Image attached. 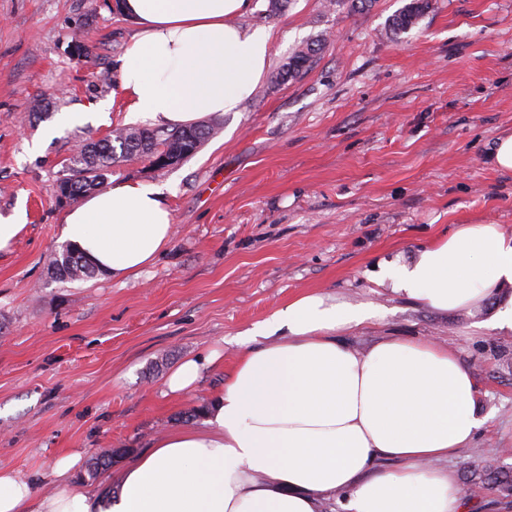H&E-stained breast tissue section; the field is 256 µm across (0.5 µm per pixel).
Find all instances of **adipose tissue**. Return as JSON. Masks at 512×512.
<instances>
[{
    "instance_id": "adipose-tissue-1",
    "label": "adipose tissue",
    "mask_w": 512,
    "mask_h": 512,
    "mask_svg": "<svg viewBox=\"0 0 512 512\" xmlns=\"http://www.w3.org/2000/svg\"><path fill=\"white\" fill-rule=\"evenodd\" d=\"M137 32L118 68L128 110L178 127L234 112L270 66L272 32L246 27L252 0H121ZM165 189L115 182L69 209L60 234L99 272L137 274L171 238ZM375 282L440 311L475 307L512 286V233L458 224L411 263H383ZM371 310L308 293L246 330L240 354L200 425L138 454L114 484L74 478L81 459H56L55 493L35 497L0 469V512H318L338 494L345 512H462L443 467L482 429L473 376L432 340L360 351L336 332Z\"/></svg>"
}]
</instances>
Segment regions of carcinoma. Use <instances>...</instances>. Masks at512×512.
Returning <instances> with one entry per match:
<instances>
[{"instance_id":"1","label":"carcinoma","mask_w":512,"mask_h":512,"mask_svg":"<svg viewBox=\"0 0 512 512\" xmlns=\"http://www.w3.org/2000/svg\"><path fill=\"white\" fill-rule=\"evenodd\" d=\"M429 8V0H411L405 8L396 14L390 27L395 32L410 28ZM317 49L312 44L297 48L288 58L282 76L295 78L311 66ZM214 132L206 125L189 128L158 130L148 127L128 126L117 128L112 134L98 140L89 139L70 159V164L57 178L55 193L59 198L74 200L95 189L104 180L112 167L134 156L147 159L164 151L173 153L183 160L199 148L201 143ZM52 274L61 280H81L95 273L82 253L73 245L67 244L56 254L51 262ZM126 452L124 448H104L90 458L86 466V475L99 477L116 456ZM493 485L501 492L512 494V470H504L497 465V457L488 456L479 470L478 479L472 481L475 487Z\"/></svg>"}]
</instances>
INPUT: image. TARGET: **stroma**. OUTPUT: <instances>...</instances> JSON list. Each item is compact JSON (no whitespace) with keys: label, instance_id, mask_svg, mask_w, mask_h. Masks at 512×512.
Returning <instances> with one entry per match:
<instances>
[{"label":"stroma","instance_id":"1","mask_svg":"<svg viewBox=\"0 0 512 512\" xmlns=\"http://www.w3.org/2000/svg\"><path fill=\"white\" fill-rule=\"evenodd\" d=\"M409 0H253L241 25L273 30L263 83L239 111L207 116L214 133L180 162L134 157L113 181L166 186L173 236L138 275L61 281L50 270L69 209L52 187L76 146L136 125L116 71L135 32L114 0H0V218L23 225L0 251V467L55 488L53 465L80 450L127 449L109 483L154 439L199 424L241 351L239 336L296 295L370 306L342 330L365 350L430 338L473 375L487 422L448 459L467 485L487 448L512 451V330L487 322L512 299L438 311L378 286L458 224L512 233V171L489 154L512 134V0H430L409 31L388 20ZM323 48L301 77L281 75L294 49ZM69 112L81 122L61 123ZM219 351L191 390L166 394L185 359Z\"/></svg>","mask_w":512,"mask_h":512}]
</instances>
